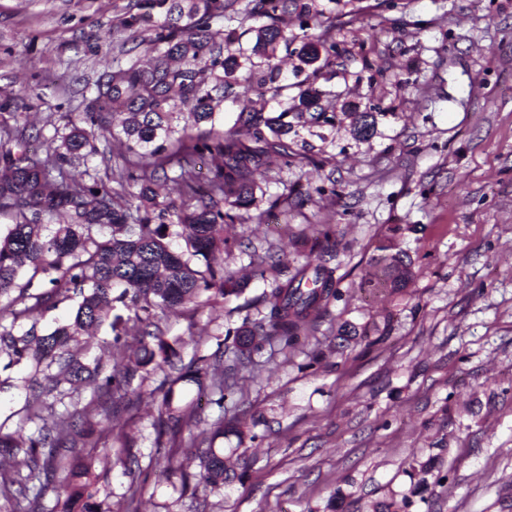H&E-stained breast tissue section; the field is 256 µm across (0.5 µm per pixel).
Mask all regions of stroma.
<instances>
[{"label": "stroma", "instance_id": "obj_1", "mask_svg": "<svg viewBox=\"0 0 512 512\" xmlns=\"http://www.w3.org/2000/svg\"><path fill=\"white\" fill-rule=\"evenodd\" d=\"M138 0H0V128L26 123V138L81 124L97 78L114 63L145 58L150 31L124 32ZM331 66L335 112L392 113L386 134L355 145L349 123L336 132L345 154L317 169L279 162L255 175L258 208L226 228L224 268L248 283L240 295L203 292L198 310L162 316L183 362L210 356L227 329L266 313L275 276L306 262L308 239L332 225L331 261L341 298L316 320L308 342L279 343L240 369L234 394L210 404L197 386L171 384L168 369H140L109 401L116 429L133 442L129 467L93 457L99 499L112 512H375L401 501L411 460L434 455L448 483L434 484L406 512H512V0H341ZM373 64L360 76L361 56ZM81 167L110 182L122 149L95 132ZM341 188L329 195L330 186ZM398 227L417 277L403 291L360 287L377 238ZM392 329L373 346L351 337L337 352L340 325ZM25 370L0 395V431L17 428L27 400ZM201 419L195 436L224 416L237 428L216 440L249 461L243 479L205 486L197 460L184 477L158 463L155 400Z\"/></svg>", "mask_w": 512, "mask_h": 512}]
</instances>
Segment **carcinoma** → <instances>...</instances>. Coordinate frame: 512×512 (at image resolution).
Segmentation results:
<instances>
[{
    "instance_id": "carcinoma-1",
    "label": "carcinoma",
    "mask_w": 512,
    "mask_h": 512,
    "mask_svg": "<svg viewBox=\"0 0 512 512\" xmlns=\"http://www.w3.org/2000/svg\"><path fill=\"white\" fill-rule=\"evenodd\" d=\"M229 7L228 0H139L138 12L122 20L126 30L152 31L148 57L98 77L86 121L103 131L121 128L132 158L112 170V181L135 184L138 193L122 196L89 171L73 169L90 147L81 126L54 133L42 156L25 149V129L0 132V211L12 218L7 232H0V301L7 300L12 316L8 324L0 322V356L8 358V368H29L20 425L12 433L0 432V512H41V499L51 488L57 492L53 512H107L97 499L91 463L78 449L97 448L112 437V428L103 426L112 393L154 363L174 370L173 385L210 386L222 410L236 370L256 367L254 355L273 341L294 349L329 301L339 297L336 269L325 259L336 246L335 231L325 225L310 247L315 261L285 281L273 280L263 318L227 329L232 342L224 354L232 355L230 365L223 366L216 355L179 366L176 348L149 331L157 312L176 314L196 304L203 290L214 287L220 297L241 292L217 254L224 250V225L258 205L256 171L273 159L321 168L329 162L328 148L335 147L340 117L326 106L336 94L325 86L330 78L324 68L340 54L336 24L321 19L315 0H248L244 12L263 23L240 32L224 28ZM291 9L307 18L301 36L281 23ZM298 39V55L311 72L290 82L277 52ZM248 94L276 103L278 111L238 112L221 132L194 133L201 124L226 123L215 104ZM351 116V137L364 144L384 135L382 128L396 113ZM206 155L214 167L203 187L195 166ZM160 181L185 204L176 213L185 252L168 240L170 207L156 189ZM398 231L391 227L379 238L376 272L361 287L399 291L416 276L398 246ZM73 297L77 304L67 324L50 332L38 328L39 315ZM117 303L134 314L143 331L137 345L125 350L124 370L106 373L100 363L82 357L79 344L90 329L103 325L113 344L121 343L128 320L113 313ZM83 385L94 388L87 403L57 410L69 388ZM29 423L37 428L27 435ZM197 423L195 411L173 406V391L158 401L155 426L161 435L172 431L165 469L178 472L175 456L186 448L199 460L202 480L221 487L238 477L229 472L224 449L214 447L224 437V414L212 420L204 440L180 437ZM434 469L432 459L408 463L406 473L417 481L404 506L414 496L424 497Z\"/></svg>"
}]
</instances>
